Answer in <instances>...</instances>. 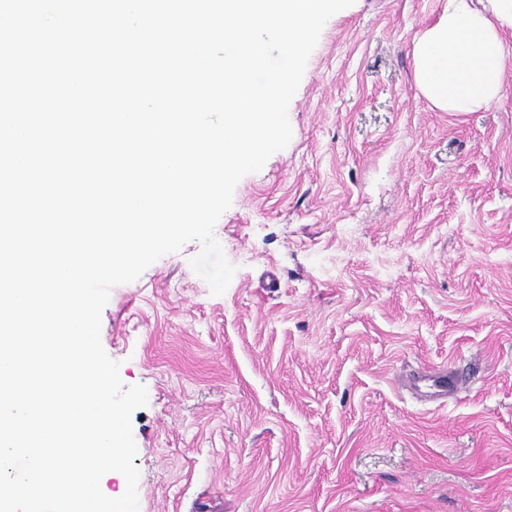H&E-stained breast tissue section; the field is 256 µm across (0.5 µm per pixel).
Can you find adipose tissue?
Instances as JSON below:
<instances>
[{
    "mask_svg": "<svg viewBox=\"0 0 512 512\" xmlns=\"http://www.w3.org/2000/svg\"><path fill=\"white\" fill-rule=\"evenodd\" d=\"M512 0H445L438 19L414 37L419 91L442 112H475L502 97L512 61Z\"/></svg>",
    "mask_w": 512,
    "mask_h": 512,
    "instance_id": "obj_1",
    "label": "adipose tissue"
}]
</instances>
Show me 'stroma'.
<instances>
[{"instance_id":"stroma-1","label":"stroma","mask_w":512,"mask_h":512,"mask_svg":"<svg viewBox=\"0 0 512 512\" xmlns=\"http://www.w3.org/2000/svg\"><path fill=\"white\" fill-rule=\"evenodd\" d=\"M442 7L325 23L289 144L215 225L223 295L195 241L111 290L139 512H512V65L491 108L433 109L412 39Z\"/></svg>"}]
</instances>
